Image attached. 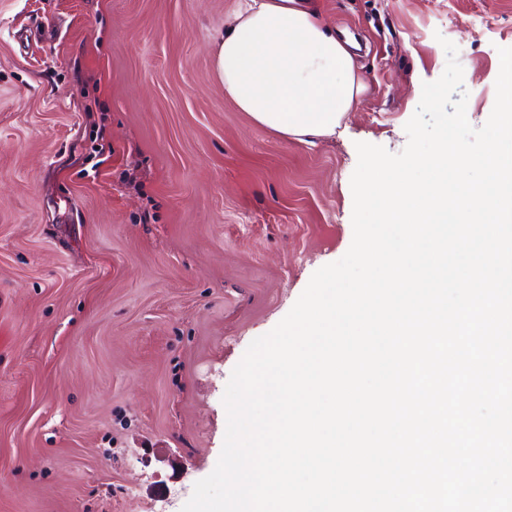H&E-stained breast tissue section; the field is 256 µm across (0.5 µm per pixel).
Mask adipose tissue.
<instances>
[{
  "label": "adipose tissue",
  "instance_id": "obj_1",
  "mask_svg": "<svg viewBox=\"0 0 512 512\" xmlns=\"http://www.w3.org/2000/svg\"><path fill=\"white\" fill-rule=\"evenodd\" d=\"M212 66L256 125L302 142L334 136L365 88L350 51L303 0H236Z\"/></svg>",
  "mask_w": 512,
  "mask_h": 512
}]
</instances>
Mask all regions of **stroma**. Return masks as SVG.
Segmentation results:
<instances>
[{"mask_svg": "<svg viewBox=\"0 0 512 512\" xmlns=\"http://www.w3.org/2000/svg\"><path fill=\"white\" fill-rule=\"evenodd\" d=\"M234 4L0 0V512H178L249 344L351 245L356 143L404 149L444 38L481 127L512 47V0H312L365 89L304 143L216 80Z\"/></svg>", "mask_w": 512, "mask_h": 512, "instance_id": "35a3bbf8", "label": "stroma"}]
</instances>
